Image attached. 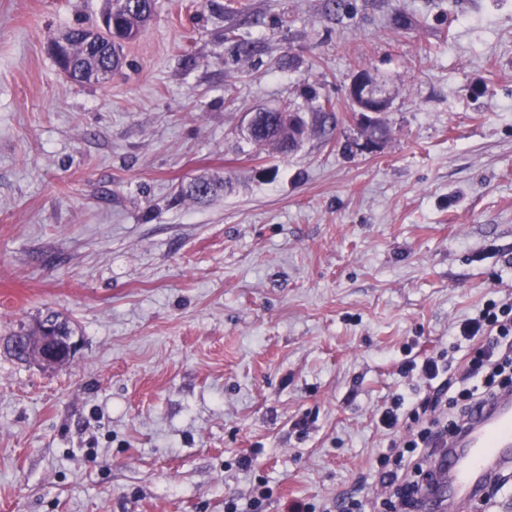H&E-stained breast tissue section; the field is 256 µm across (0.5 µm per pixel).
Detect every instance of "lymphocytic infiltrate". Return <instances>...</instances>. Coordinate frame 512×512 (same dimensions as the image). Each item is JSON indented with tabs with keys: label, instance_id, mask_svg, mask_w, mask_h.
Masks as SVG:
<instances>
[{
	"label": "lymphocytic infiltrate",
	"instance_id": "lymphocytic-infiltrate-1",
	"mask_svg": "<svg viewBox=\"0 0 512 512\" xmlns=\"http://www.w3.org/2000/svg\"><path fill=\"white\" fill-rule=\"evenodd\" d=\"M472 347L461 370L446 355L408 360L427 385L423 398L396 397L379 422L390 431L389 452L380 463L382 487L392 495L393 512H414L424 491L414 480L412 462L429 464L446 451L449 430L460 429L502 392H512V298L488 300L460 325L453 347Z\"/></svg>",
	"mask_w": 512,
	"mask_h": 512
}]
</instances>
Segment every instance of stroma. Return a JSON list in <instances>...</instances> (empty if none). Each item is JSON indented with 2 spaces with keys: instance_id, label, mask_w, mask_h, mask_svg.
I'll list each match as a JSON object with an SVG mask.
<instances>
[{
  "instance_id": "35a3bbf8",
  "label": "stroma",
  "mask_w": 512,
  "mask_h": 512,
  "mask_svg": "<svg viewBox=\"0 0 512 512\" xmlns=\"http://www.w3.org/2000/svg\"><path fill=\"white\" fill-rule=\"evenodd\" d=\"M105 8L0 0V512H224L262 481L259 512H383L402 363L512 290V0H154L128 67L75 82L49 41ZM288 107L296 151L247 140ZM50 312L72 361L16 360ZM350 96L364 126L380 123V115L388 112L391 105L390 97L385 92L377 94L374 91L372 78L365 74L360 75L353 82L350 87Z\"/></svg>"
}]
</instances>
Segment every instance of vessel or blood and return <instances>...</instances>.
I'll return each mask as SVG.
<instances>
[{
	"mask_svg": "<svg viewBox=\"0 0 512 512\" xmlns=\"http://www.w3.org/2000/svg\"><path fill=\"white\" fill-rule=\"evenodd\" d=\"M512 468V394L503 393L477 413L430 462L436 488L423 496L424 512L463 508L491 478Z\"/></svg>",
	"mask_w": 512,
	"mask_h": 512,
	"instance_id": "b4317fda",
	"label": "vessel or blood"
}]
</instances>
